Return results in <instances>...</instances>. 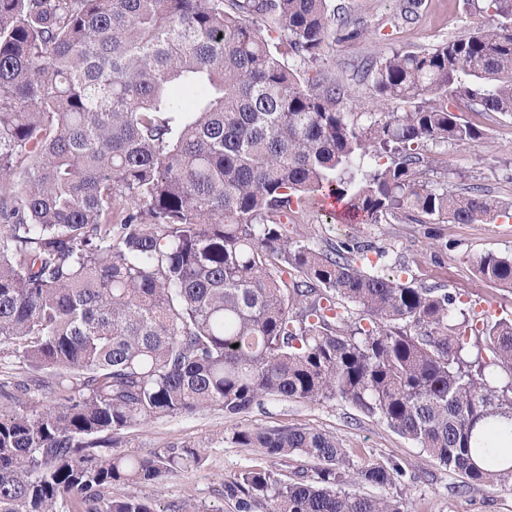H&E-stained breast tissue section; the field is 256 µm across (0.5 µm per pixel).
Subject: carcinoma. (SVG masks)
<instances>
[{"label":"carcinoma","instance_id":"1","mask_svg":"<svg viewBox=\"0 0 512 512\" xmlns=\"http://www.w3.org/2000/svg\"><path fill=\"white\" fill-rule=\"evenodd\" d=\"M483 13L371 63L378 111L358 122L347 84L300 69L361 33L333 0H0V354L28 373L0 381V512H159L120 488L177 481L204 450L128 453L117 435L267 396L340 398L461 488L512 490V319L364 271L353 238L285 232L328 197L351 224L512 218L426 156L481 137L461 96L512 115V0ZM476 266L512 288V255ZM229 440L270 461L224 483L236 512H410L406 472L357 468L334 435Z\"/></svg>","mask_w":512,"mask_h":512}]
</instances>
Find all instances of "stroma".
<instances>
[{
  "label": "stroma",
  "instance_id": "1",
  "mask_svg": "<svg viewBox=\"0 0 512 512\" xmlns=\"http://www.w3.org/2000/svg\"><path fill=\"white\" fill-rule=\"evenodd\" d=\"M353 19L362 21L360 36L330 43L319 62L306 66L307 77L336 79L349 84L345 112H370L376 107L370 83L363 77L365 63L381 59L393 49L416 50L452 39L479 26L477 6L463 0H421L409 9L407 0H341ZM468 118L482 132L463 146H434L430 154L448 174L449 190L481 187L499 199H512V117L472 112ZM292 240L327 249L350 238L382 250L373 259L376 270L408 266V276L427 288H445L466 294L473 313L489 309L492 316L512 317V290L482 282L476 269L479 256L489 252L512 254V219L476 224H326L320 204L295 215L286 226ZM304 426L333 433L347 448L355 465L396 461L412 476L410 498L414 512H512V491H461L459 476L431 460L421 448L379 419L365 416L339 399L308 403L269 396L243 417L230 420L216 407L191 415L150 421L125 431L121 447L144 452L171 444L203 447V468L162 487L128 486L127 494L153 499L158 512L191 497L217 512H235L224 498V483L249 469L265 465L255 450L232 444L237 427Z\"/></svg>",
  "mask_w": 512,
  "mask_h": 512
}]
</instances>
